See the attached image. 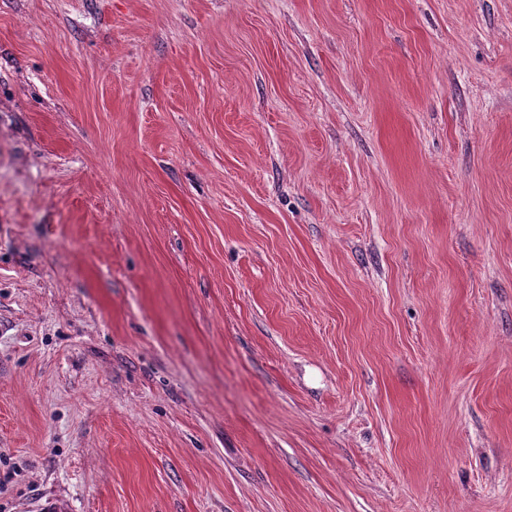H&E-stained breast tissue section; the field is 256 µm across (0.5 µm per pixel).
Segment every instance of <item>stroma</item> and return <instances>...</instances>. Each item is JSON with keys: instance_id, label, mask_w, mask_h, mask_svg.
Wrapping results in <instances>:
<instances>
[{"instance_id": "1", "label": "stroma", "mask_w": 512, "mask_h": 512, "mask_svg": "<svg viewBox=\"0 0 512 512\" xmlns=\"http://www.w3.org/2000/svg\"><path fill=\"white\" fill-rule=\"evenodd\" d=\"M0 512H512V0H0Z\"/></svg>"}]
</instances>
